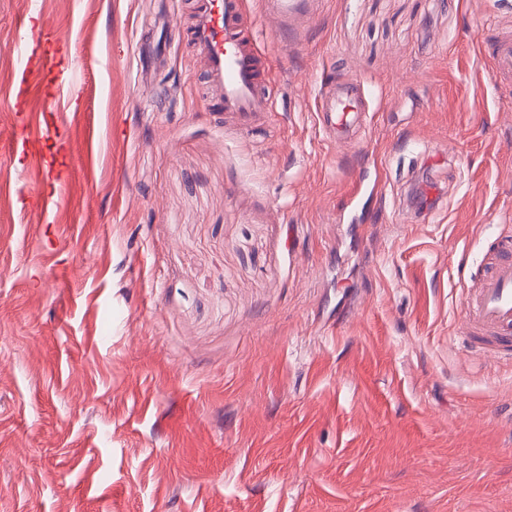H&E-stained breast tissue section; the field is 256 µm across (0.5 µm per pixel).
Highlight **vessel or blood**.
Segmentation results:
<instances>
[{
  "instance_id": "obj_1",
  "label": "vessel or blood",
  "mask_w": 512,
  "mask_h": 512,
  "mask_svg": "<svg viewBox=\"0 0 512 512\" xmlns=\"http://www.w3.org/2000/svg\"><path fill=\"white\" fill-rule=\"evenodd\" d=\"M309 2L262 0V5L266 15L284 23L304 11ZM244 12V0H203L189 38L207 60V82L224 113L233 116L242 128L251 130L265 121L273 107L260 78L256 39L242 22ZM482 58L494 75L511 81L512 33L505 31L484 41ZM50 62V57L42 54L27 55L18 81L9 88L16 116L13 146L32 163L39 159L40 142L49 126L45 114L31 112L30 102L40 73L48 69ZM362 101L360 83L324 80L315 106L318 123L331 141L340 142L355 133ZM8 193L31 212H44L51 202L49 195L17 186L9 187ZM461 319L465 336L482 342L484 351L497 356L512 355L511 240L500 242L481 282L466 293Z\"/></svg>"
}]
</instances>
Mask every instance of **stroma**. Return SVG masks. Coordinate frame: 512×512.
<instances>
[{
  "instance_id": "35a3bbf8",
  "label": "stroma",
  "mask_w": 512,
  "mask_h": 512,
  "mask_svg": "<svg viewBox=\"0 0 512 512\" xmlns=\"http://www.w3.org/2000/svg\"><path fill=\"white\" fill-rule=\"evenodd\" d=\"M199 2L0 0V88L48 28L76 91L42 142L64 216L0 195V512H512V359L455 333L512 236V89L479 53L512 0H314L280 36L247 0L249 132L209 104ZM329 72L364 87L349 142ZM13 120L0 97V182L34 189ZM363 99L360 83L340 84L326 77L315 106L318 123L331 141L341 142L355 133L360 124L359 105Z\"/></svg>"
}]
</instances>
